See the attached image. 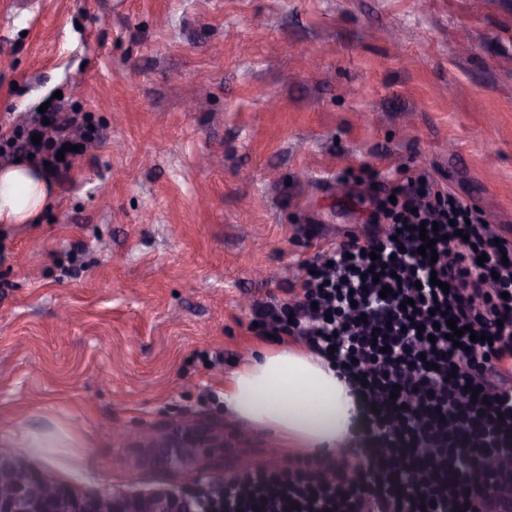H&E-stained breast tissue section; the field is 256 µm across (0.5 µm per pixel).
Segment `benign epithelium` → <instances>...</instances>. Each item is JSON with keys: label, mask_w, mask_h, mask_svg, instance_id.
<instances>
[{"label": "benign epithelium", "mask_w": 512, "mask_h": 512, "mask_svg": "<svg viewBox=\"0 0 512 512\" xmlns=\"http://www.w3.org/2000/svg\"><path fill=\"white\" fill-rule=\"evenodd\" d=\"M217 440L211 424L197 425V437L182 442L174 464L190 466L199 443ZM187 479L193 486L178 482L169 489L80 497L67 484L21 468L17 456L0 453V512H203L199 494L207 480L193 470Z\"/></svg>", "instance_id": "7a95c632"}]
</instances>
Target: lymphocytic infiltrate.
Segmentation results:
<instances>
[{"label": "lymphocytic infiltrate", "mask_w": 512, "mask_h": 512, "mask_svg": "<svg viewBox=\"0 0 512 512\" xmlns=\"http://www.w3.org/2000/svg\"><path fill=\"white\" fill-rule=\"evenodd\" d=\"M91 139L87 117L52 110L0 133V157L56 169ZM371 222L303 260L294 299L261 304L257 323L338 366L374 447L226 476L221 512H512V463L488 464L512 450V241L421 176L390 187ZM424 227L437 260L418 253ZM451 318L480 340L450 341Z\"/></svg>", "instance_id": "f902f5d3"}]
</instances>
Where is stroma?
<instances>
[{
	"label": "stroma",
	"mask_w": 512,
	"mask_h": 512,
	"mask_svg": "<svg viewBox=\"0 0 512 512\" xmlns=\"http://www.w3.org/2000/svg\"><path fill=\"white\" fill-rule=\"evenodd\" d=\"M46 102L96 139L0 226V443L65 432L24 456L82 496L181 479L166 442L204 417L212 484L300 456L211 397L389 184L512 240V0H0V127ZM13 439L16 445L4 448H61L62 444L59 438L50 435H33L26 430H16L13 433Z\"/></svg>",
	"instance_id": "stroma-1"
}]
</instances>
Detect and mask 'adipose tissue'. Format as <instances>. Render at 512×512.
<instances>
[{
	"label": "adipose tissue",
	"instance_id": "1",
	"mask_svg": "<svg viewBox=\"0 0 512 512\" xmlns=\"http://www.w3.org/2000/svg\"><path fill=\"white\" fill-rule=\"evenodd\" d=\"M53 194L44 168L29 161L0 166V224L36 223ZM224 409L325 456L350 442L359 427V404L335 367L284 345L257 350L227 376Z\"/></svg>",
	"mask_w": 512,
	"mask_h": 512
}]
</instances>
